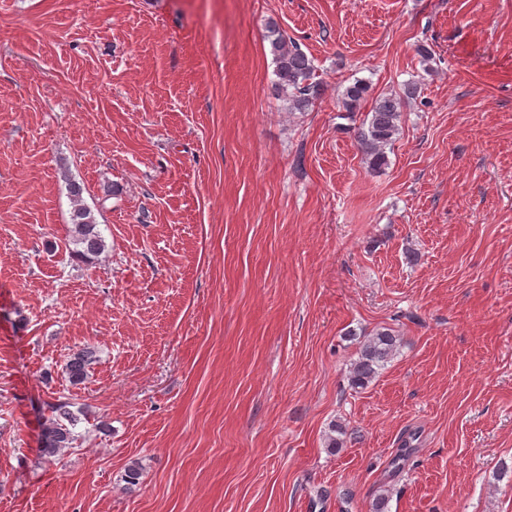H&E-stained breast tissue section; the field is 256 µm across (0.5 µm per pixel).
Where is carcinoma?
<instances>
[{"instance_id": "1", "label": "carcinoma", "mask_w": 512, "mask_h": 512, "mask_svg": "<svg viewBox=\"0 0 512 512\" xmlns=\"http://www.w3.org/2000/svg\"><path fill=\"white\" fill-rule=\"evenodd\" d=\"M271 52L276 63L278 88L288 101V110L303 112L321 95L320 82L315 80L316 67L313 59L294 42L287 41L276 28H271ZM368 90V85L357 80L345 89L343 108L355 112ZM416 87L409 85L405 96L414 95ZM403 96V97H405ZM403 97L387 96L375 102L371 112L359 131V144L366 162L372 169H380L387 164L386 149L399 132L403 112ZM73 201L72 226L70 242L77 246L80 257L91 259L104 252L106 244L91 210L83 204L82 188L76 183L68 185ZM400 339L389 329H379L363 337L358 356L351 363L349 384L354 389H364L380 374L391 361ZM96 362V351L91 346H79L68 355L63 366V373L73 386L83 384L89 376L92 365ZM73 403L57 400L47 404L49 416L46 417L41 430L40 454L42 458L53 463L62 452L72 447L78 435L75 428L80 417L72 410ZM332 435L327 438L326 448L334 453L344 447L347 436L346 428L340 424L332 425Z\"/></svg>"}]
</instances>
